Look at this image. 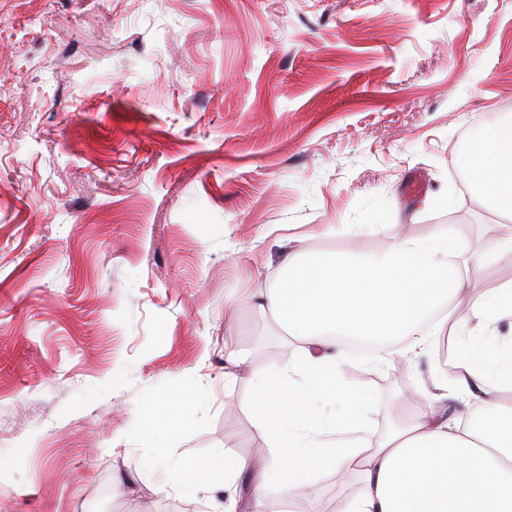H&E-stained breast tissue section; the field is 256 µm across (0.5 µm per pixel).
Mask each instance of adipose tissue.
I'll list each match as a JSON object with an SVG mask.
<instances>
[{
	"label": "adipose tissue",
	"instance_id": "obj_1",
	"mask_svg": "<svg viewBox=\"0 0 512 512\" xmlns=\"http://www.w3.org/2000/svg\"><path fill=\"white\" fill-rule=\"evenodd\" d=\"M468 168L481 198L512 216V122L484 128ZM511 254V224L477 250L439 225L381 252H289L278 285L255 297L300 343L294 363L247 373L263 446L182 465L177 486L195 491L220 475L229 496L212 512H235L242 501L265 512L271 489L297 498L315 472L357 471L364 490L339 512H512V338L495 336L496 324L512 319V280L481 287L483 269ZM470 288L478 294L455 324L435 318ZM449 331L463 359L454 388L437 385L428 409L369 444L362 432L374 396L343 383L339 337H400L409 356ZM453 393L471 417L447 416Z\"/></svg>",
	"mask_w": 512,
	"mask_h": 512
}]
</instances>
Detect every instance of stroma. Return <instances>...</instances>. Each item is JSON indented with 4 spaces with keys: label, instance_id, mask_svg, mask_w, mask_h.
<instances>
[{
    "label": "stroma",
    "instance_id": "obj_1",
    "mask_svg": "<svg viewBox=\"0 0 512 512\" xmlns=\"http://www.w3.org/2000/svg\"><path fill=\"white\" fill-rule=\"evenodd\" d=\"M510 120L512 0H0V512H209L175 463L261 445L226 354L299 355L249 295L295 238L479 246L501 218L462 159ZM445 375L438 341L341 365L372 440ZM183 392L193 423L152 462L144 415ZM361 488L317 473L266 510Z\"/></svg>",
    "mask_w": 512,
    "mask_h": 512
}]
</instances>
